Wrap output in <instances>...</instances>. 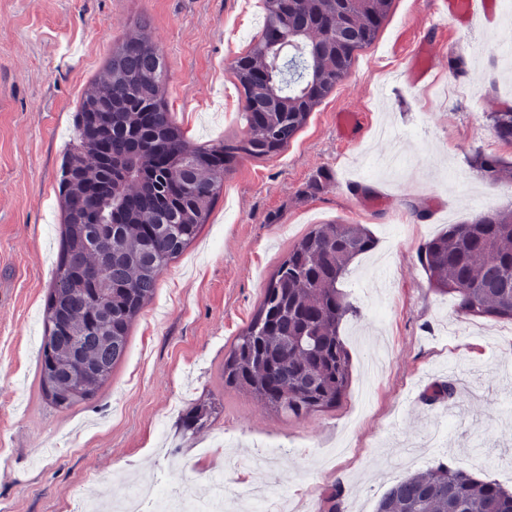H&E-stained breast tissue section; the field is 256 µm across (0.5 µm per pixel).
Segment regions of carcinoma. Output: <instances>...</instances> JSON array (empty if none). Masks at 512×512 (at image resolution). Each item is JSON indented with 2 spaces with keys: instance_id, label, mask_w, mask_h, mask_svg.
<instances>
[{
  "instance_id": "carcinoma-1",
  "label": "carcinoma",
  "mask_w": 512,
  "mask_h": 512,
  "mask_svg": "<svg viewBox=\"0 0 512 512\" xmlns=\"http://www.w3.org/2000/svg\"><path fill=\"white\" fill-rule=\"evenodd\" d=\"M385 0H361L344 14L341 0H310L289 12L263 0L266 25L234 70L244 91L245 135L218 146L194 145L171 121L167 71L147 25L112 47L103 86L88 90L77 110L59 191L65 212L54 287L44 308L41 389L59 408L93 396L126 352L130 326L155 295L158 274L196 237L224 187L236 157L267 156L288 146L313 112L350 71L355 52L370 45L385 17ZM361 35L345 53L336 42V18ZM281 26L298 42L275 66L269 32ZM267 81H254L253 63ZM106 113L110 130L98 139L87 126ZM496 136L512 141V109L490 115ZM480 176L497 183L512 167L497 158L477 161ZM375 247L361 224H321L297 240L278 265L247 328L224 358V385L248 394L259 406L301 417L338 404L351 363L340 336L342 322L357 314L340 291L353 260ZM436 291L450 295L456 312L512 322V211H491L448 228L418 249ZM103 268L99 282L83 280L81 268ZM77 294L64 332L81 345L82 359L106 366L75 389L61 374L69 363L55 344L54 313L60 282ZM453 384H434L429 402L453 401ZM376 512H512V493L480 481L462 467L440 464L390 485Z\"/></svg>"
}]
</instances>
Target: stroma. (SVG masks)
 I'll return each instance as SVG.
<instances>
[{"label": "stroma", "instance_id": "stroma-1", "mask_svg": "<svg viewBox=\"0 0 512 512\" xmlns=\"http://www.w3.org/2000/svg\"><path fill=\"white\" fill-rule=\"evenodd\" d=\"M434 0H392L372 44L284 150L239 157L196 239L158 276L125 356L67 409L40 386L43 314L64 213L58 184L75 113L113 45L145 21L166 99L191 143L245 133L233 67L259 37L260 0H0V512H81L121 479L176 491L223 469L243 512H374L384 491L444 462L512 491V322L459 316L418 248L448 225L512 208L476 156L512 163L490 113L512 107V7L432 25ZM361 224L375 248L344 289L351 378L301 418L224 384V357L292 244ZM453 382L451 406L423 402ZM200 426L185 429L197 409Z\"/></svg>", "mask_w": 512, "mask_h": 512}]
</instances>
